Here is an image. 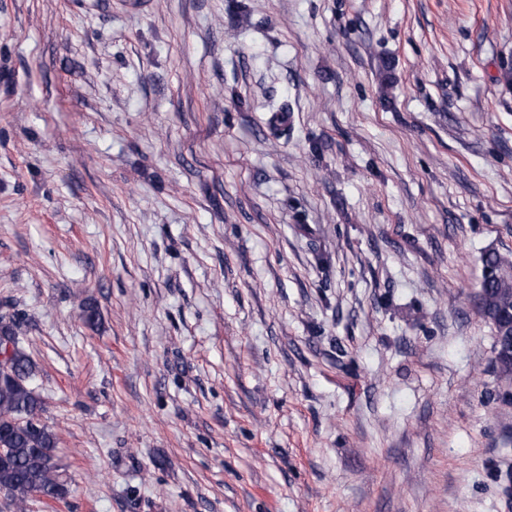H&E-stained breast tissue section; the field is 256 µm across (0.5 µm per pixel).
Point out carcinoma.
<instances>
[{"label":"carcinoma","mask_w":512,"mask_h":512,"mask_svg":"<svg viewBox=\"0 0 512 512\" xmlns=\"http://www.w3.org/2000/svg\"><path fill=\"white\" fill-rule=\"evenodd\" d=\"M288 109L273 110L269 123L278 138L288 132ZM479 311L495 328V349L512 334V259L497 251L483 257V276L475 295ZM13 342L10 365L0 370V493L26 512L29 499L61 500L69 481L55 462L59 436L42 421L43 400L33 386L36 364L22 345L16 320H0V338Z\"/></svg>","instance_id":"carcinoma-1"}]
</instances>
